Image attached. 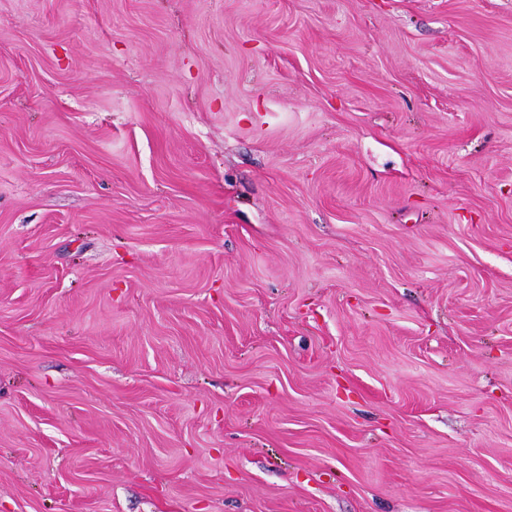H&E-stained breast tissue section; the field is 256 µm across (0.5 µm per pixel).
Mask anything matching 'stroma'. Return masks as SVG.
I'll return each instance as SVG.
<instances>
[{
    "label": "stroma",
    "instance_id": "35a3bbf8",
    "mask_svg": "<svg viewBox=\"0 0 512 512\" xmlns=\"http://www.w3.org/2000/svg\"><path fill=\"white\" fill-rule=\"evenodd\" d=\"M0 512H512V0H0Z\"/></svg>",
    "mask_w": 512,
    "mask_h": 512
}]
</instances>
